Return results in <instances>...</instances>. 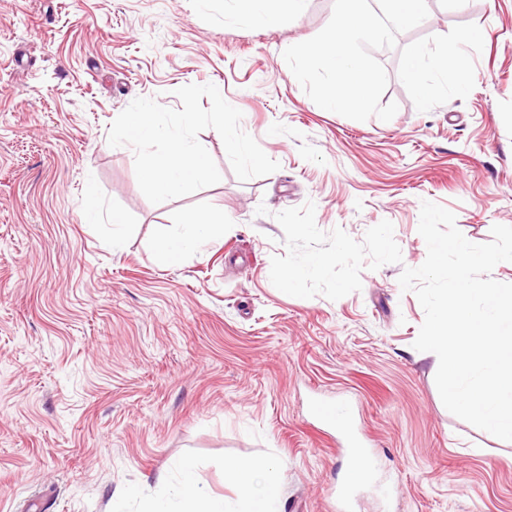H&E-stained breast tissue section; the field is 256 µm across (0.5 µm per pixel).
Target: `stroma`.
I'll return each mask as SVG.
<instances>
[{"instance_id":"1","label":"stroma","mask_w":512,"mask_h":512,"mask_svg":"<svg viewBox=\"0 0 512 512\" xmlns=\"http://www.w3.org/2000/svg\"><path fill=\"white\" fill-rule=\"evenodd\" d=\"M427 6L373 52L396 115L361 122L316 105L282 56L333 0L299 16L276 0L263 26L225 0H0V512H144L186 459L230 500L225 460L271 461L279 512H336L351 452L308 408L348 397L375 463L348 512H512V442L446 409L436 358L413 346L424 311L398 283L427 256L422 201L474 243L512 226V0ZM457 45L462 94L431 67ZM208 83L279 168L239 181L208 128L220 181L151 203L109 127L136 98L177 109L178 88ZM203 210L223 234L159 263L156 240ZM313 256L326 268L285 287Z\"/></svg>"}]
</instances>
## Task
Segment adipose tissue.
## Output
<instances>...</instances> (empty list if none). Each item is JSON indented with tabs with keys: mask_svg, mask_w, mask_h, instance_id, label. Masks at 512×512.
<instances>
[{
	"mask_svg": "<svg viewBox=\"0 0 512 512\" xmlns=\"http://www.w3.org/2000/svg\"><path fill=\"white\" fill-rule=\"evenodd\" d=\"M224 230V216L218 213H195L183 219L179 227L162 235L156 253L167 265L177 263L189 251L199 248ZM224 474L238 489L235 505L207 495L199 486L193 461H183L174 493L176 507H169L167 496L155 500L147 512H277L279 483L275 469L267 462L228 460Z\"/></svg>",
	"mask_w": 512,
	"mask_h": 512,
	"instance_id": "1",
	"label": "adipose tissue"
}]
</instances>
